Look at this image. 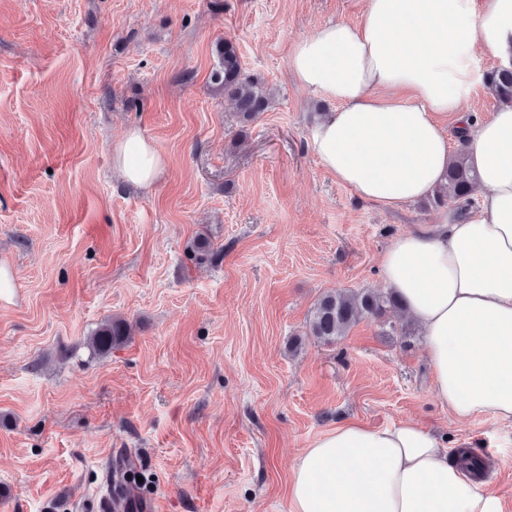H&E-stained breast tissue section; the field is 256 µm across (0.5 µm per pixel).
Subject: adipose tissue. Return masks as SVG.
<instances>
[{
	"label": "adipose tissue",
	"mask_w": 512,
	"mask_h": 512,
	"mask_svg": "<svg viewBox=\"0 0 512 512\" xmlns=\"http://www.w3.org/2000/svg\"><path fill=\"white\" fill-rule=\"evenodd\" d=\"M484 55L512 64V0H365L362 24L324 25L293 47L289 67L335 103L312 147L361 200L429 196L453 160L449 131L465 139L477 210L396 236L381 273L421 329L438 402L460 421L512 422V106L484 121L463 109L485 83ZM112 160L139 190L165 165L135 129ZM288 495L292 512H503L489 484L414 421L337 425L301 450Z\"/></svg>",
	"instance_id": "ef3b65f1"
}]
</instances>
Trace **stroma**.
I'll return each mask as SVG.
<instances>
[{
	"mask_svg": "<svg viewBox=\"0 0 512 512\" xmlns=\"http://www.w3.org/2000/svg\"><path fill=\"white\" fill-rule=\"evenodd\" d=\"M364 2L0 0V512H92L110 459L155 512H291L299 449L349 419L467 449L512 512V423L436 401L408 314L308 333L324 292L386 291L385 248L442 215L358 199L312 149L331 105L288 57ZM224 38L275 94L249 124L210 79ZM131 128L166 159L145 192L112 171ZM200 239L218 256L196 265ZM112 318L129 341L91 354Z\"/></svg>",
	"mask_w": 512,
	"mask_h": 512,
	"instance_id": "obj_1",
	"label": "stroma"
}]
</instances>
